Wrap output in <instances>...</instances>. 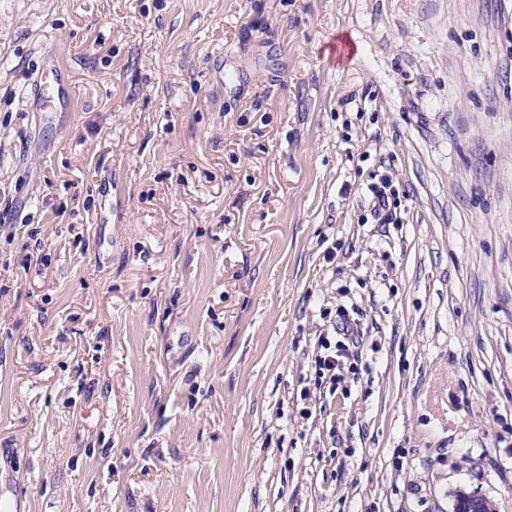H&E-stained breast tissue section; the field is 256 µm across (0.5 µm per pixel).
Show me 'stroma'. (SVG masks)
<instances>
[{
    "label": "stroma",
    "mask_w": 512,
    "mask_h": 512,
    "mask_svg": "<svg viewBox=\"0 0 512 512\" xmlns=\"http://www.w3.org/2000/svg\"><path fill=\"white\" fill-rule=\"evenodd\" d=\"M383 175L402 223L367 221ZM7 481L26 512H512V0H0ZM62 80V72L52 57L47 58V72L42 73L37 81L38 102L42 110L51 107L58 98V89ZM56 93V98L54 96ZM332 325V334L319 336L318 350L314 357V374L317 379H327L329 393L333 395L341 383L346 382L344 372L352 371L362 356L364 332L359 318L346 310L339 309ZM332 335V336H328ZM457 512H495L493 503L482 494L459 489L454 497Z\"/></svg>",
    "instance_id": "1"
}]
</instances>
